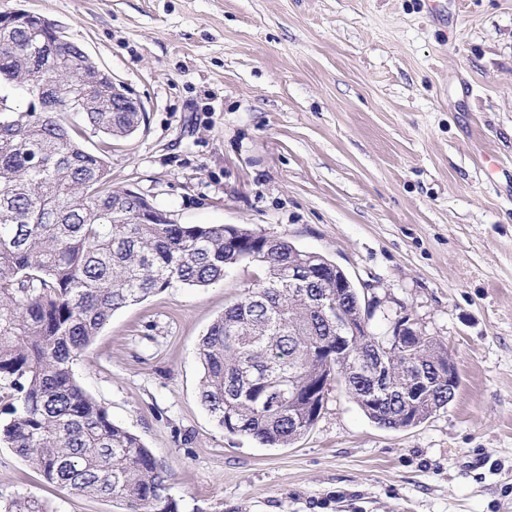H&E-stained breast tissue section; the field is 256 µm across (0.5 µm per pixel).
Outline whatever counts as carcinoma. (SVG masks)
Listing matches in <instances>:
<instances>
[{
  "mask_svg": "<svg viewBox=\"0 0 512 512\" xmlns=\"http://www.w3.org/2000/svg\"><path fill=\"white\" fill-rule=\"evenodd\" d=\"M13 20L0 29V81L30 92L56 84L53 112H17L0 95V443L73 495L112 498L128 512H179L171 475L76 382L73 363L112 314L181 283L207 287L243 261L265 278L201 336L199 401L216 425L262 447H287L319 419L330 377L362 411L399 430L448 408V348L421 331L336 335V306L356 320V288L336 264L285 238L242 247L259 233L234 224H175L112 190L106 161L78 136L134 134L142 112L112 111V82H90L82 47ZM70 59L33 73L19 52L44 43ZM5 512H47L18 496Z\"/></svg>",
  "mask_w": 512,
  "mask_h": 512,
  "instance_id": "obj_1",
  "label": "carcinoma"
}]
</instances>
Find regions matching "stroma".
<instances>
[{
  "mask_svg": "<svg viewBox=\"0 0 512 512\" xmlns=\"http://www.w3.org/2000/svg\"><path fill=\"white\" fill-rule=\"evenodd\" d=\"M56 21L144 105L104 151L113 190L173 223L243 224L340 266L376 330L405 313L460 376L403 430L336 380L287 448L219 428L198 344L263 276L174 285L116 311L78 384L172 475L180 512H512V0H0ZM74 497L0 444V503Z\"/></svg>",
  "mask_w": 512,
  "mask_h": 512,
  "instance_id": "35a3bbf8",
  "label": "stroma"
}]
</instances>
